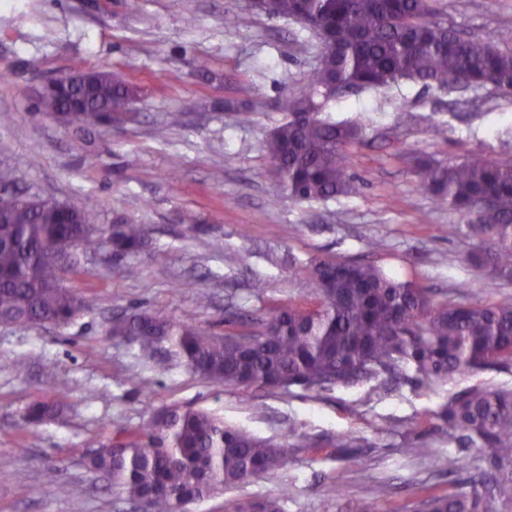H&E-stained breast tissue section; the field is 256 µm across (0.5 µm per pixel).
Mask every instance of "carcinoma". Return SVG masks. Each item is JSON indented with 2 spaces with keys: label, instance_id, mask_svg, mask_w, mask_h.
Masks as SVG:
<instances>
[{
  "label": "carcinoma",
  "instance_id": "cac0c4a2",
  "mask_svg": "<svg viewBox=\"0 0 512 512\" xmlns=\"http://www.w3.org/2000/svg\"><path fill=\"white\" fill-rule=\"evenodd\" d=\"M429 0H267L255 10L269 18H292L320 41L319 65L299 96L280 98L285 121L265 140L273 174L297 202L353 194L344 152L358 142L362 127L337 123L325 107L336 88L380 90L402 79L445 87L465 79L512 89V53L483 39L463 37L429 19ZM80 102L71 123L106 126L108 110L131 101L118 72L91 71L73 87ZM64 102L42 98L32 116H49ZM418 188L437 208L452 207L470 218L448 236L465 234L485 246L484 262L496 276L512 281V160L482 152L460 162H416ZM147 227L123 217L103 238L97 213L23 191L0 192V323L26 326L65 323L93 308V300L63 284L81 265L79 256L103 243L122 258L137 253ZM70 257L61 265L57 257ZM317 304L312 309L276 306L250 318L248 332L218 335L195 324L136 311L112 321L110 335L134 343L150 362L163 344L195 374L224 385L288 390L385 383L411 367L421 380H450L471 370L512 367V299L466 305L432 302L427 291L397 281L373 264L326 258L311 272ZM62 415L53 402H32L22 428ZM437 418L478 449L487 463L470 471L459 456H448L450 474H464L466 492H428L413 512H502L512 501V483L499 478L512 463V389L476 386L455 394ZM286 447L244 429L227 426L199 409L171 406L134 433L112 440L89 465L112 477L126 496L147 512H177L185 500H200L220 485L236 484L285 467L296 448L316 444L290 434ZM230 512H280L278 502L240 501Z\"/></svg>",
  "mask_w": 512,
  "mask_h": 512
}]
</instances>
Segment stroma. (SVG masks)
I'll return each instance as SVG.
<instances>
[{
  "label": "stroma",
  "mask_w": 512,
  "mask_h": 512,
  "mask_svg": "<svg viewBox=\"0 0 512 512\" xmlns=\"http://www.w3.org/2000/svg\"><path fill=\"white\" fill-rule=\"evenodd\" d=\"M430 4L436 21L464 36L494 41L512 30V0ZM320 53L303 24L258 14L249 0H139L135 13L126 0H0V173L40 197L91 206L103 229L118 215L148 228L139 253L116 259L106 246L66 274L68 287L95 295L93 310L61 326L0 325V458L11 461L0 466V512H143L89 458L173 405L277 442L293 430L315 442L277 473L223 486L186 512H224L242 499H276L281 512H346L351 501H373L381 482L393 494L374 501L377 512H410L422 486L450 485L449 456L482 465L437 413L465 388H511L512 368L283 392L226 386L176 360L149 367L108 334L113 315L134 310L221 334L229 310L314 307L309 269L324 258L377 264L438 302L512 297V285L472 264L468 240L445 236L465 219L416 191L410 164L474 152L512 159V89L403 80L337 98L331 118L365 128L346 149L358 190L298 203L264 143L284 119L279 98L301 94ZM77 60L129 83L131 110L111 127L32 120L45 80ZM185 210L198 224L181 223ZM39 398L58 401L61 419L23 429L25 407ZM340 436L348 447H337ZM411 442L432 456H405Z\"/></svg>",
  "instance_id": "1"
}]
</instances>
